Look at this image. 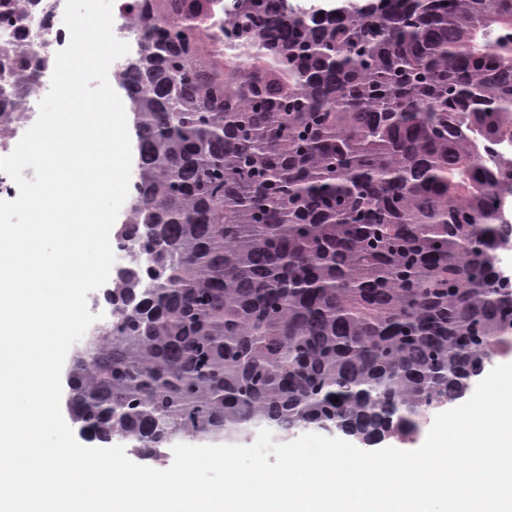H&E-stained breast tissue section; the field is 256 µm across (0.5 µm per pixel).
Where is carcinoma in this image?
<instances>
[{
    "instance_id": "cac0c4a2",
    "label": "carcinoma",
    "mask_w": 512,
    "mask_h": 512,
    "mask_svg": "<svg viewBox=\"0 0 512 512\" xmlns=\"http://www.w3.org/2000/svg\"><path fill=\"white\" fill-rule=\"evenodd\" d=\"M280 2L130 3L133 260L66 373L90 442L407 440L512 335V157H481L512 141V0Z\"/></svg>"
}]
</instances>
